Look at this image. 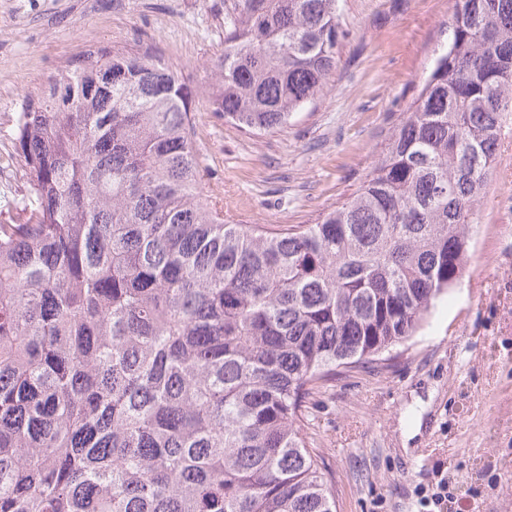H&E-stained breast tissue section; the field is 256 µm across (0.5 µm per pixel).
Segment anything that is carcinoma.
<instances>
[{
  "mask_svg": "<svg viewBox=\"0 0 512 512\" xmlns=\"http://www.w3.org/2000/svg\"><path fill=\"white\" fill-rule=\"evenodd\" d=\"M339 0H224L212 111L252 135L320 98ZM451 37L370 173L316 224H227L194 92L110 46L25 96L0 209V512H336L311 395L379 367L465 275L512 112V0Z\"/></svg>",
  "mask_w": 512,
  "mask_h": 512,
  "instance_id": "1",
  "label": "carcinoma"
}]
</instances>
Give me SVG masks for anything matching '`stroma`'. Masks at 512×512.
Segmentation results:
<instances>
[{
  "label": "stroma",
  "mask_w": 512,
  "mask_h": 512,
  "mask_svg": "<svg viewBox=\"0 0 512 512\" xmlns=\"http://www.w3.org/2000/svg\"><path fill=\"white\" fill-rule=\"evenodd\" d=\"M449 0H340L345 37L328 90L261 136L212 112L224 0H0V179L19 189L15 115L90 45L150 49L197 93L203 193L230 224L317 223L369 173L449 40ZM468 269L388 368L339 377L305 430L336 512H512V115ZM447 484L448 498L433 492Z\"/></svg>",
  "instance_id": "1"
}]
</instances>
